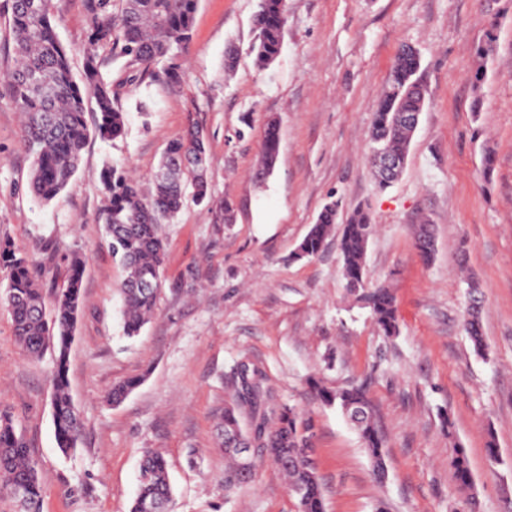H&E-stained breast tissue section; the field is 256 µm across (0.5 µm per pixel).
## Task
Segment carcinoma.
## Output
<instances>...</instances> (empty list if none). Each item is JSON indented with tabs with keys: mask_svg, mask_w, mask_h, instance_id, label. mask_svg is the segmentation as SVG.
Listing matches in <instances>:
<instances>
[{
	"mask_svg": "<svg viewBox=\"0 0 512 512\" xmlns=\"http://www.w3.org/2000/svg\"><path fill=\"white\" fill-rule=\"evenodd\" d=\"M198 0H86L90 15L89 43L80 79H75L70 53L60 42L53 24V0H11L9 19L14 67L4 91L24 114L22 143L32 158L29 191L37 201L56 197L78 172L81 153L90 135L86 121L89 106L99 114L95 133L115 140L125 131V113L119 109L120 89L159 74L177 75L178 60L191 38ZM288 16V0H258L254 16L255 37L251 52L258 65L266 67L280 55ZM125 59L126 75L110 80L103 73L105 58ZM421 58L408 46L396 54L386 88L375 112L370 142L408 158L412 133L401 118L421 113L426 93L420 81ZM192 126L171 141L153 176V190L142 192L123 166L114 163L102 173L105 204L99 219L110 238L112 257L125 271L118 288L122 304L123 334L139 335L153 314L162 289L166 264V242L162 224L180 212L186 197L201 205L210 202L206 162L181 167V157L207 156L205 139ZM279 130L270 121L262 142L259 176L272 169L279 150ZM342 203L327 202L315 223L292 253L302 260L318 255L329 237ZM375 224L370 208L353 209L340 241L342 276L347 293L368 307L378 328L387 336L399 332L396 298L385 285L369 286L365 277V255ZM414 247L428 263L435 255V237L430 224H419L413 232ZM83 254H71L67 287L56 292L52 306L46 300L28 256L9 242H0V271L7 280L0 304L11 314L15 340L30 358L47 350L55 357L53 416L58 449L67 454L82 440V422L68 391L66 366L82 304ZM481 287L472 279L463 325L474 350L485 351L479 316ZM141 379L129 378L112 386L108 399L121 404ZM321 404L334 407L356 430L368 456L372 474L384 482L387 465L385 439L376 426L371 401L362 385L336 389L314 384ZM312 418L296 407L277 400L268 385L265 370L245 359L233 373V393L224 406L221 446L259 448L288 480L298 512H325L323 490L315 467L301 461L311 447ZM450 464L456 479L470 485L464 448L453 445ZM251 473L232 466L224 475V486L232 489L249 481ZM0 492L12 496L22 512H40L43 487L27 443L12 416L0 411ZM174 490L168 463L158 452L148 451L139 466L138 488L129 512H174Z\"/></svg>",
	"mask_w": 512,
	"mask_h": 512,
	"instance_id": "obj_1",
	"label": "carcinoma"
}]
</instances>
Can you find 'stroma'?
<instances>
[{"label": "stroma", "mask_w": 512, "mask_h": 512, "mask_svg": "<svg viewBox=\"0 0 512 512\" xmlns=\"http://www.w3.org/2000/svg\"><path fill=\"white\" fill-rule=\"evenodd\" d=\"M279 58L250 52L257 0H199L177 79L122 89L125 134L90 135L77 175L48 202L28 189L22 116L0 95V239L26 252L45 294L66 284L64 257L87 255L83 303L67 361L83 424L75 451L55 441L53 353L29 360L0 306V409L11 412L43 482L40 512H128L144 451L164 455L175 512H297L288 482L256 455L252 482L224 489L232 459L217 446L231 370L263 367L278 398L309 414L326 512H512V0H288ZM55 29L81 72L84 0H54ZM495 30V50H475ZM420 53L428 100L402 175L380 189L369 157L374 113L401 46ZM239 63L224 67L227 47ZM148 102L149 111L139 109ZM280 151L257 179L269 120ZM196 122L208 150L210 205L185 202L163 227L168 264L139 336L121 328L124 270L98 220L101 172L122 162L143 190L169 143ZM494 158L484 170L485 154ZM369 205L370 283H390L400 313L388 337L344 290L339 236L311 259L292 253L330 198ZM232 202L235 221H224ZM433 224L436 254L419 257L412 227ZM472 274L485 291V354L463 327ZM140 378L120 405L113 383ZM366 384L386 440L388 474L372 478L357 433L315 398ZM495 451H488V440ZM466 451L471 488L449 464Z\"/></svg>", "instance_id": "1"}]
</instances>
